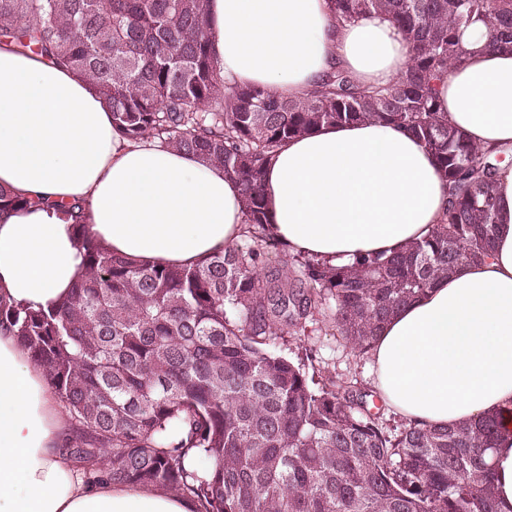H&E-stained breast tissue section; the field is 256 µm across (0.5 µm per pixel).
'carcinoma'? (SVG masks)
Wrapping results in <instances>:
<instances>
[{"mask_svg": "<svg viewBox=\"0 0 512 512\" xmlns=\"http://www.w3.org/2000/svg\"><path fill=\"white\" fill-rule=\"evenodd\" d=\"M345 24L388 16L410 63L386 87L332 69L307 96L224 81L209 0H0V41L85 78L120 136L154 139L236 180L250 242L186 267L116 255L70 211L86 275L56 307L0 299L74 431L67 452L92 483L163 488L204 512H499L489 463L494 415L386 433L371 392L319 382L270 349L322 322L365 353L382 325L434 281L490 255L505 157L439 111L436 85L477 21L512 48V0H329ZM375 122L418 138L448 207L426 240L395 256L333 265L304 254L267 268L265 170L288 140ZM35 201L0 189V211ZM210 462L200 472L195 463Z\"/></svg>", "mask_w": 512, "mask_h": 512, "instance_id": "carcinoma-1", "label": "carcinoma"}]
</instances>
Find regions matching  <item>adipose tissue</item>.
<instances>
[{"label":"adipose tissue","instance_id":"adipose-tissue-1","mask_svg":"<svg viewBox=\"0 0 512 512\" xmlns=\"http://www.w3.org/2000/svg\"><path fill=\"white\" fill-rule=\"evenodd\" d=\"M227 81L300 98L332 67L363 87L398 81L407 43L385 16L335 24L327 0H210ZM463 38L439 83V108L476 146L512 149V51ZM0 188L36 207L0 213V296L50 308L86 273L72 218L112 253L192 265L233 246L246 216L223 168L154 140H123L91 83L0 44ZM493 253L438 280L400 309L370 349L373 388L404 422L452 426L501 417L490 463L512 512V168L496 181ZM268 232L290 252L332 263L399 254L440 224L448 194L430 151L377 123L289 140L265 181ZM72 431L42 368L0 327V512H201L196 500L132 485L86 484L61 446Z\"/></svg>","mask_w":512,"mask_h":512}]
</instances>
